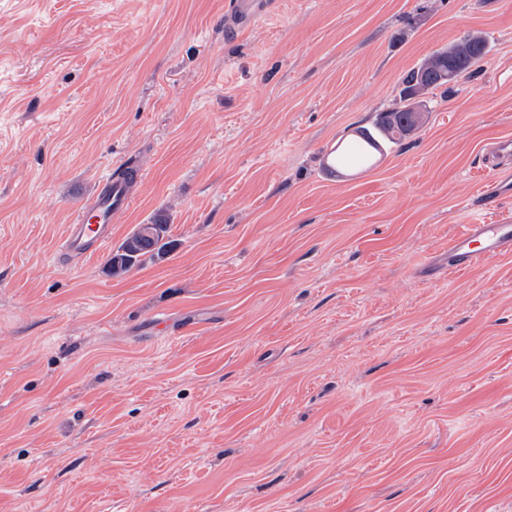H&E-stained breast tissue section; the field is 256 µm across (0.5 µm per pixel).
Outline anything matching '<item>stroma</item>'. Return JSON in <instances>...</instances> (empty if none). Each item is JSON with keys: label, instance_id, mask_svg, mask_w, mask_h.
Here are the masks:
<instances>
[{"label": "stroma", "instance_id": "35a3bbf8", "mask_svg": "<svg viewBox=\"0 0 512 512\" xmlns=\"http://www.w3.org/2000/svg\"><path fill=\"white\" fill-rule=\"evenodd\" d=\"M232 2L0 0V512H512V254L448 270L512 137V0ZM468 32L417 130L325 171ZM128 164L108 249L59 260ZM169 228V224H140L110 257L112 271L130 270L139 263V258L145 253L163 254L170 244L166 241Z\"/></svg>", "mask_w": 512, "mask_h": 512}]
</instances>
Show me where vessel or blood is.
<instances>
[{
	"label": "vessel or blood",
	"instance_id": "vessel-or-blood-1",
	"mask_svg": "<svg viewBox=\"0 0 512 512\" xmlns=\"http://www.w3.org/2000/svg\"><path fill=\"white\" fill-rule=\"evenodd\" d=\"M496 158L495 176L489 194L512 193V139L494 141L488 149ZM141 178L139 170L126 166L103 177L95 195L82 203L73 224L67 225L60 241V255L71 262L101 252L112 241V218L133 198L132 188ZM512 253V221H480L468 225L448 245V269L464 272L479 262Z\"/></svg>",
	"mask_w": 512,
	"mask_h": 512
}]
</instances>
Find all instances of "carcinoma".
<instances>
[{"label":"carcinoma","mask_w":512,"mask_h":512,"mask_svg":"<svg viewBox=\"0 0 512 512\" xmlns=\"http://www.w3.org/2000/svg\"><path fill=\"white\" fill-rule=\"evenodd\" d=\"M487 54V40L467 33L447 48L426 56L400 79L398 106L380 114L372 129L355 131L356 141L334 148L324 158V168L343 175L353 165L374 166L390 149L402 142L418 125L426 110V96L437 89L449 90ZM168 224H141L110 257L112 270L127 271L148 253H164L169 247Z\"/></svg>","instance_id":"obj_1"}]
</instances>
